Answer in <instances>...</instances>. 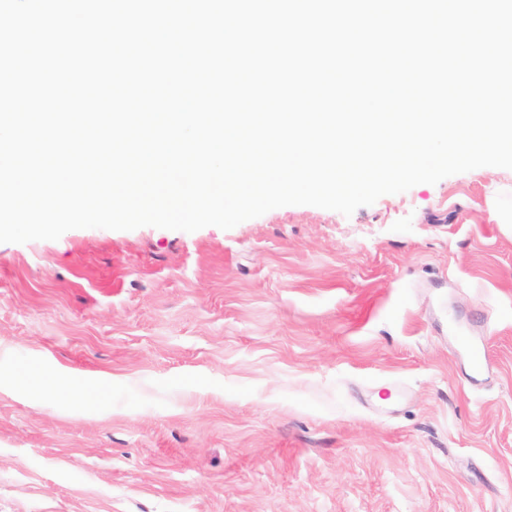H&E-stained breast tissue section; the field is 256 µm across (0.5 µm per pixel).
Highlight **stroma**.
I'll return each mask as SVG.
<instances>
[{
    "instance_id": "obj_1",
    "label": "stroma",
    "mask_w": 512,
    "mask_h": 512,
    "mask_svg": "<svg viewBox=\"0 0 512 512\" xmlns=\"http://www.w3.org/2000/svg\"><path fill=\"white\" fill-rule=\"evenodd\" d=\"M59 366L0 386V512H512V170L0 243V370ZM461 343L468 349L470 354V369L466 376L473 385H477L490 365V354L486 344L475 343L469 336H460ZM0 379L8 381L16 392L35 393L46 399L81 404L87 397L86 383L62 367L28 373L1 371Z\"/></svg>"
}]
</instances>
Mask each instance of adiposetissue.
Listing matches in <instances>:
<instances>
[{"label": "adipose tissue", "mask_w": 512, "mask_h": 512, "mask_svg": "<svg viewBox=\"0 0 512 512\" xmlns=\"http://www.w3.org/2000/svg\"><path fill=\"white\" fill-rule=\"evenodd\" d=\"M0 379L8 381L16 392L34 393L46 399L79 404L87 397L86 383L62 367L28 373L1 371Z\"/></svg>", "instance_id": "obj_1"}]
</instances>
